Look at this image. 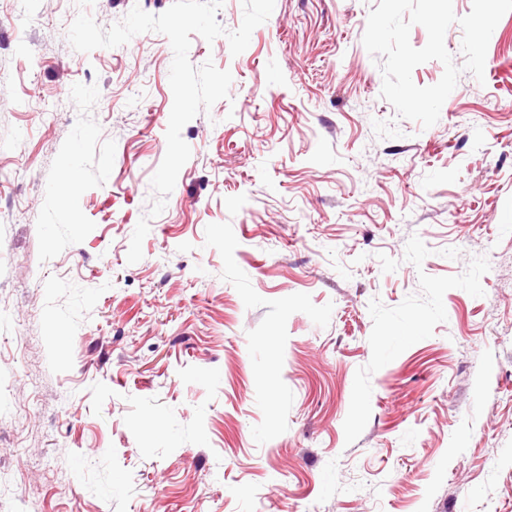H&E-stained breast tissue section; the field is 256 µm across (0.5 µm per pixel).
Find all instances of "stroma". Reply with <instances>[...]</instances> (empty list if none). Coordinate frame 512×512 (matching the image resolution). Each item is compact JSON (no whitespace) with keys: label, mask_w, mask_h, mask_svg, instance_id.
<instances>
[{"label":"stroma","mask_w":512,"mask_h":512,"mask_svg":"<svg viewBox=\"0 0 512 512\" xmlns=\"http://www.w3.org/2000/svg\"><path fill=\"white\" fill-rule=\"evenodd\" d=\"M172 2L0 0V512H512V12L427 129L378 0L192 35L233 81L152 218L170 42L67 33Z\"/></svg>","instance_id":"obj_1"}]
</instances>
